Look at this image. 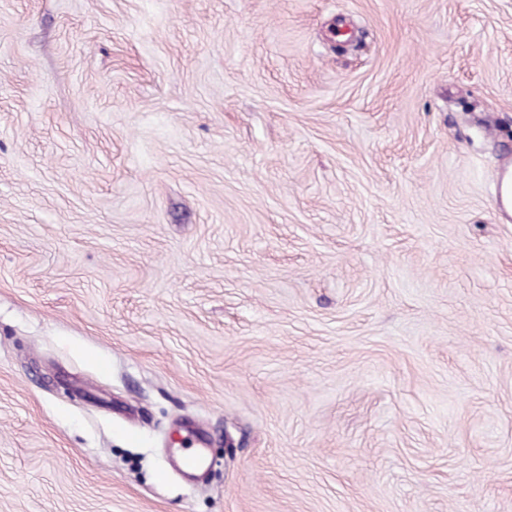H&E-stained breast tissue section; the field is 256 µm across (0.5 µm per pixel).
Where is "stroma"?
<instances>
[{
	"label": "stroma",
	"mask_w": 512,
	"mask_h": 512,
	"mask_svg": "<svg viewBox=\"0 0 512 512\" xmlns=\"http://www.w3.org/2000/svg\"><path fill=\"white\" fill-rule=\"evenodd\" d=\"M511 166L512 0H0V512H512Z\"/></svg>",
	"instance_id": "stroma-1"
}]
</instances>
